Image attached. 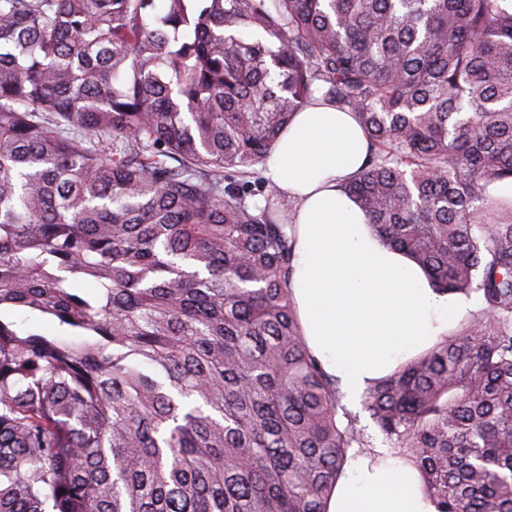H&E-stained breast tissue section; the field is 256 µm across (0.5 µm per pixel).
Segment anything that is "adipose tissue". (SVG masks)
Listing matches in <instances>:
<instances>
[{
  "instance_id": "ef3b65f1",
  "label": "adipose tissue",
  "mask_w": 512,
  "mask_h": 512,
  "mask_svg": "<svg viewBox=\"0 0 512 512\" xmlns=\"http://www.w3.org/2000/svg\"><path fill=\"white\" fill-rule=\"evenodd\" d=\"M368 140L350 113L315 102L295 113L266 161V176L296 204L290 286L305 341L350 400L447 336L468 312L435 291L424 270L385 245L344 190ZM329 512H436L414 470L351 456Z\"/></svg>"
}]
</instances>
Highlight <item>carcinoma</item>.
Here are the masks:
<instances>
[{"instance_id":"carcinoma-1","label":"carcinoma","mask_w":512,"mask_h":512,"mask_svg":"<svg viewBox=\"0 0 512 512\" xmlns=\"http://www.w3.org/2000/svg\"><path fill=\"white\" fill-rule=\"evenodd\" d=\"M317 97L370 140L345 191L378 237L483 304L370 384L383 452L302 336L294 202L254 178ZM493 184L512 0H0V512H328L353 448L438 512H512ZM11 317L16 321L17 327L23 332H43L72 338L59 328L56 323L40 314L21 310L12 312Z\"/></svg>"}]
</instances>
